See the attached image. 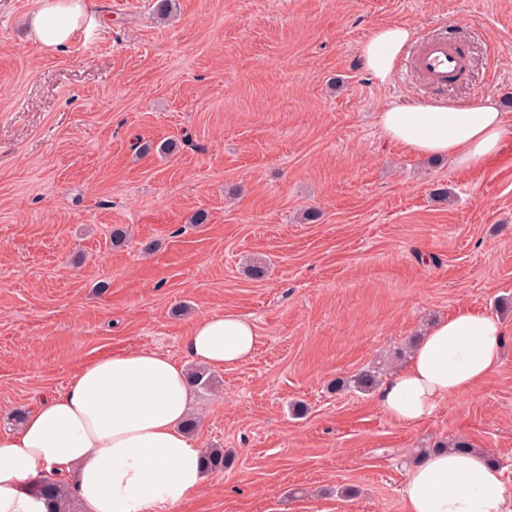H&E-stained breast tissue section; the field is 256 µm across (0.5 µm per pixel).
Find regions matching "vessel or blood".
I'll list each match as a JSON object with an SVG mask.
<instances>
[{
    "instance_id": "1",
    "label": "vessel or blood",
    "mask_w": 512,
    "mask_h": 512,
    "mask_svg": "<svg viewBox=\"0 0 512 512\" xmlns=\"http://www.w3.org/2000/svg\"><path fill=\"white\" fill-rule=\"evenodd\" d=\"M415 71L432 87L444 88L449 78L461 75L468 65L464 46L448 35L425 39L412 58Z\"/></svg>"
}]
</instances>
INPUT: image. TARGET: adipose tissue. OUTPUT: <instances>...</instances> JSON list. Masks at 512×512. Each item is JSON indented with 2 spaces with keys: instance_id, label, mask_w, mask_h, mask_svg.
Returning a JSON list of instances; mask_svg holds the SVG:
<instances>
[{
  "instance_id": "ef3b65f1",
  "label": "adipose tissue",
  "mask_w": 512,
  "mask_h": 512,
  "mask_svg": "<svg viewBox=\"0 0 512 512\" xmlns=\"http://www.w3.org/2000/svg\"><path fill=\"white\" fill-rule=\"evenodd\" d=\"M83 0H61L33 15L37 38L63 49ZM414 38L412 27L377 26L358 47L371 75L387 84ZM386 140L409 153L449 157L468 169L499 154L512 117L497 95L448 102L386 104ZM503 327L486 313L459 309L428 329L408 365L378 391L396 422L415 424L451 396L471 393L501 362ZM259 343L255 325L235 312L201 316L184 342L188 360L233 368ZM192 404L184 364L149 349L98 357L59 391L44 395L17 428L0 431V512H50L29 490L46 473L71 479L84 512L172 508L204 481L203 451L184 428ZM405 512H512V482L482 453L429 455L408 468Z\"/></svg>"
}]
</instances>
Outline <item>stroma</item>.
Instances as JSON below:
<instances>
[{"mask_svg": "<svg viewBox=\"0 0 512 512\" xmlns=\"http://www.w3.org/2000/svg\"><path fill=\"white\" fill-rule=\"evenodd\" d=\"M84 2L59 51L34 0H0V428L93 358L185 361L192 324L232 310L257 350L191 411L232 462L174 512H405L412 451L439 441L512 472V141L463 170L377 124L406 99L493 93L512 113V0ZM381 24L461 40L467 77L436 91L404 61L378 85L358 45ZM461 308L504 328L475 391L404 425L375 392L332 390L391 376Z\"/></svg>", "mask_w": 512, "mask_h": 512, "instance_id": "stroma-1", "label": "stroma"}]
</instances>
